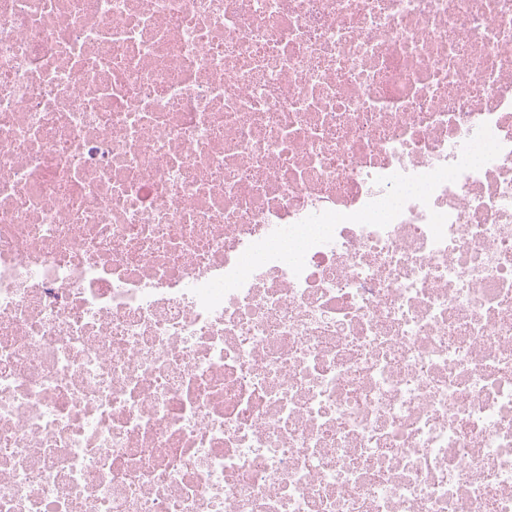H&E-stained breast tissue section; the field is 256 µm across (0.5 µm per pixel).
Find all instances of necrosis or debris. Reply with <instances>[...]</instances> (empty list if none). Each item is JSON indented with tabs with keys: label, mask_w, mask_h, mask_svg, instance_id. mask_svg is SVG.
I'll use <instances>...</instances> for the list:
<instances>
[{
	"label": "necrosis or debris",
	"mask_w": 512,
	"mask_h": 512,
	"mask_svg": "<svg viewBox=\"0 0 512 512\" xmlns=\"http://www.w3.org/2000/svg\"><path fill=\"white\" fill-rule=\"evenodd\" d=\"M0 512H512V0H0Z\"/></svg>",
	"instance_id": "4bbe7bcc"
}]
</instances>
